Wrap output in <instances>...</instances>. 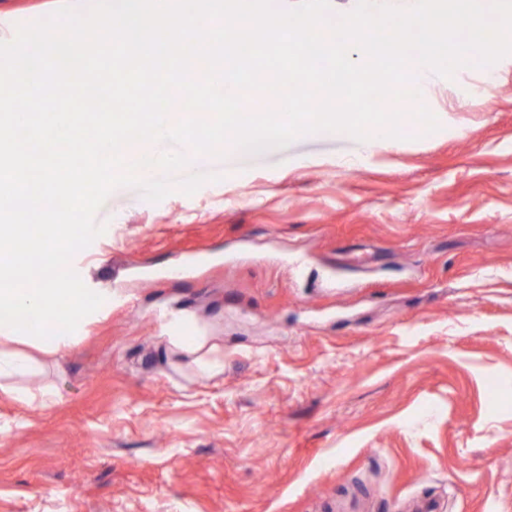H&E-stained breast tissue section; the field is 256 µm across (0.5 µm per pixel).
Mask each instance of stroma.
Instances as JSON below:
<instances>
[{
	"instance_id": "obj_1",
	"label": "stroma",
	"mask_w": 512,
	"mask_h": 512,
	"mask_svg": "<svg viewBox=\"0 0 512 512\" xmlns=\"http://www.w3.org/2000/svg\"><path fill=\"white\" fill-rule=\"evenodd\" d=\"M431 111L115 189L81 341L0 381V512H512V56ZM166 323L169 325L170 333L177 336H169V341L181 346L189 351L200 350L204 343V337L189 336L193 334L192 326L187 321L168 318Z\"/></svg>"
}]
</instances>
